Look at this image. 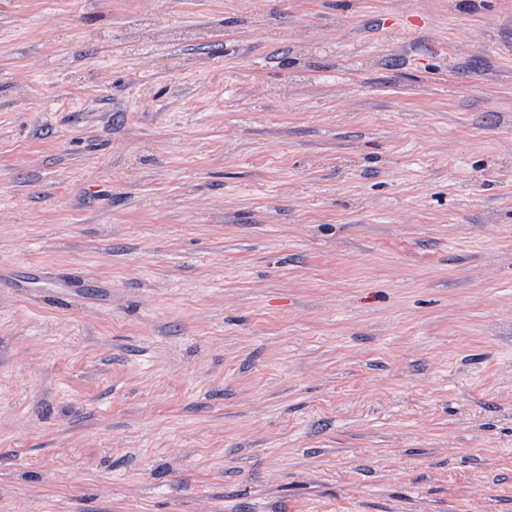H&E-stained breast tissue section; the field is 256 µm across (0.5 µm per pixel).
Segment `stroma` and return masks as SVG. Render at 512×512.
Returning <instances> with one entry per match:
<instances>
[{
    "label": "stroma",
    "instance_id": "obj_1",
    "mask_svg": "<svg viewBox=\"0 0 512 512\" xmlns=\"http://www.w3.org/2000/svg\"><path fill=\"white\" fill-rule=\"evenodd\" d=\"M0 512H512V0H0Z\"/></svg>",
    "mask_w": 512,
    "mask_h": 512
}]
</instances>
